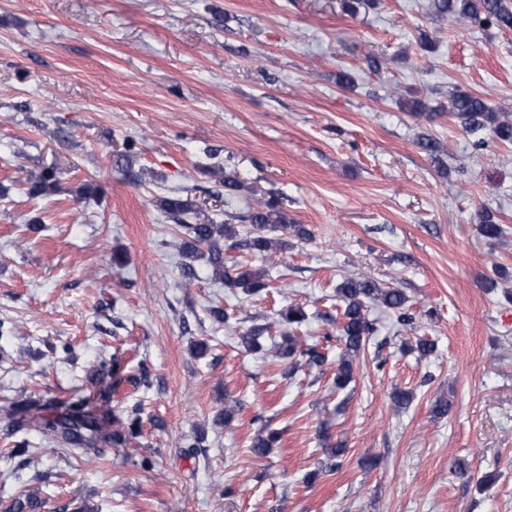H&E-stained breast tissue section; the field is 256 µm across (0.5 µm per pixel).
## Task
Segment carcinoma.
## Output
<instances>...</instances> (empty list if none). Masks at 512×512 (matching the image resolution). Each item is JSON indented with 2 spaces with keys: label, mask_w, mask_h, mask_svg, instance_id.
I'll list each match as a JSON object with an SVG mask.
<instances>
[{
  "label": "carcinoma",
  "mask_w": 512,
  "mask_h": 512,
  "mask_svg": "<svg viewBox=\"0 0 512 512\" xmlns=\"http://www.w3.org/2000/svg\"><path fill=\"white\" fill-rule=\"evenodd\" d=\"M430 9L440 15L447 14L461 24L481 29L495 28L499 31H512V0H431ZM449 111L456 117L461 127L475 137L474 146L479 149L486 143L484 132L498 140L512 142V118L493 111L481 98L464 91L452 95ZM213 174L223 184L224 191L231 195L240 190L242 184L231 173L217 168ZM59 172L54 167H45L35 177L27 179V193L32 197L48 195L58 189ZM160 208L176 221L183 236L181 252L182 276L189 281L194 276V263L203 260L212 269L215 278L240 288L249 294H257L268 288V272L264 269H237L226 264L222 241L236 235L235 228L229 224H216L200 210L180 195L163 197ZM241 220L252 224L245 246L270 259L281 246L278 231L290 230L297 237L309 236L308 230L291 222L287 212L277 200L262 204L249 211ZM479 234L491 241L500 239L503 228L495 216L488 210L478 214ZM336 294L344 304L343 324L339 340L344 350L338 359L335 381L336 387L347 386L352 378L353 364L364 351L372 325L366 316L371 303L399 312L398 320L404 325L413 323L414 316L406 309L408 298L398 288L384 287L370 279L350 278L336 287ZM268 331L266 326H254L241 334L240 340L251 350L259 349V339ZM278 356L296 366L303 359L311 366L324 363V356L318 346L302 348L298 340L291 335L282 336L278 344ZM43 432L50 434L69 449L81 451L87 459H98L103 455L106 445H119L123 437L118 432H109L103 418L86 409L83 401L72 406L71 411L61 419L42 421ZM280 441L279 433L262 428L252 441V450L264 455L276 447Z\"/></svg>",
  "instance_id": "obj_1"
}]
</instances>
